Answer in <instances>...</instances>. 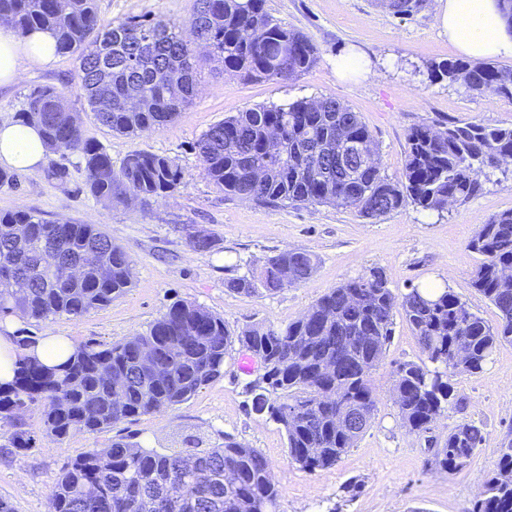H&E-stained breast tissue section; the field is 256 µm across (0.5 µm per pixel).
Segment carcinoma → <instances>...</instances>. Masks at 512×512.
I'll return each mask as SVG.
<instances>
[{
    "label": "carcinoma",
    "instance_id": "cac0c4a2",
    "mask_svg": "<svg viewBox=\"0 0 512 512\" xmlns=\"http://www.w3.org/2000/svg\"><path fill=\"white\" fill-rule=\"evenodd\" d=\"M95 2L0 0V20L20 35L52 31L56 52L76 56L88 111L116 134L161 129L189 106L202 64L183 37L186 30L224 71L245 81L286 82L319 60L312 41L270 15L265 0H197L183 22L158 13L117 24L102 22ZM429 2L397 0L395 15L411 17ZM429 71L432 82L463 81L474 91L512 99V68L445 59ZM17 117L39 128L50 154L80 156L85 187L105 208L163 198L181 185L173 162L152 152L135 151L114 166L102 146L84 137L80 113L54 86L32 88ZM350 142L378 153L359 113L336 98H301L228 116L206 130L194 149L202 174L228 195L263 204L332 205L370 220L407 205L440 214L449 203L477 195L484 171L512 163V126L418 125L408 135L403 175L393 181L377 161L347 177L326 167L320 153ZM468 247L481 256L471 287L499 311L495 326L450 288L426 285L395 293L377 266L284 326L234 329L199 304L176 302L146 332L114 344L82 342L57 366L21 358L12 383L0 385V425L12 429L13 447L28 449L34 438L24 416L33 407L41 409L46 434L59 440L172 410L222 377L224 358L239 348L266 363L247 392L252 410L284 430L288 464L309 472L326 469L372 426V375L399 312L422 358L396 365L392 397L403 427L429 433L448 410H464L453 377L482 373L497 346L512 342V210L493 215ZM316 265L309 251H283L224 286L247 296L272 294L306 281ZM132 275V260L98 224L0 212L1 320L84 317L122 296ZM353 408L363 422L336 429V419ZM483 440L476 422L460 421L435 449L434 466L450 476L459 473ZM279 496L272 463L229 434L221 446L192 458L114 435L107 447L63 463L51 512H275ZM467 512H512V442L499 449L497 470Z\"/></svg>",
    "mask_w": 512,
    "mask_h": 512
}]
</instances>
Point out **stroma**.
Returning a JSON list of instances; mask_svg holds the SVG:
<instances>
[{"instance_id": "1", "label": "stroma", "mask_w": 512, "mask_h": 512, "mask_svg": "<svg viewBox=\"0 0 512 512\" xmlns=\"http://www.w3.org/2000/svg\"><path fill=\"white\" fill-rule=\"evenodd\" d=\"M439 5L431 0L424 10L400 19L378 0H266L276 19L312 39L319 63L284 83L244 82L225 75L221 64H211L186 112L163 129L136 135L112 133L84 111L74 56L57 55L50 67L23 70L15 83L0 86V122L16 120L34 86L51 85L81 111L85 137L105 148L113 164H121L131 151L144 150L169 157L183 175L180 188L168 197L106 209L87 192L79 158L56 154L35 171L17 174L15 186L0 188V212L26 210L47 220L100 224L133 261L131 288L110 306L77 319L23 321L20 329L39 338L113 343L145 332L176 301L201 304L234 328L284 325L330 289L373 266L385 271L399 293L429 284L451 288L473 312L496 325L497 309L470 286L479 257L468 242L492 215L512 209V165L487 170L480 177L481 192L445 213L409 205L370 221L334 206L262 205L225 195L203 176L194 150L209 127L233 113L333 97L359 112L378 142L382 173L396 180L405 168L408 134L422 122L512 126V100L473 91L461 82L429 81L431 61L460 55L436 22ZM97 6L106 22L159 11L182 20L194 12L196 0H97ZM353 50L369 63L373 77H337V57ZM191 229L214 238L210 252L189 247ZM286 250L316 255V269L305 282L253 296L225 288V279L259 270L269 256ZM240 355L233 350L224 361L223 377L175 409L122 422L112 433L74 432L58 440L44 433L40 409H31L25 423L37 440L34 448L13 447L9 428H0V497L10 500L16 512H49L64 461L106 447L116 432L161 452L185 454L221 445L229 433L273 463L281 489L278 512H466L495 472L499 448L512 440L509 343L496 349L482 374L454 377L463 412L448 411L424 435L401 426L392 399L393 369L421 353L398 315L373 376L378 403L371 428L335 466L309 473L288 464L279 425L252 412L247 386L254 375L239 371ZM463 418L481 425L485 441L469 464L448 478L433 465L434 448Z\"/></svg>"}]
</instances>
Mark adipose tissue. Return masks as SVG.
Here are the masks:
<instances>
[{"label": "adipose tissue", "mask_w": 512, "mask_h": 512, "mask_svg": "<svg viewBox=\"0 0 512 512\" xmlns=\"http://www.w3.org/2000/svg\"><path fill=\"white\" fill-rule=\"evenodd\" d=\"M437 23L468 57H512V30L508 29L497 0H445ZM54 60L55 39L50 32L36 30L22 37L12 27L0 25V85L16 81L24 68H43ZM45 154L37 127L19 122L0 124V164L32 171ZM74 350V342L61 336L44 337L36 346L22 351L10 339L0 336V384L12 382L21 356L37 358L53 367Z\"/></svg>", "instance_id": "adipose-tissue-1"}]
</instances>
